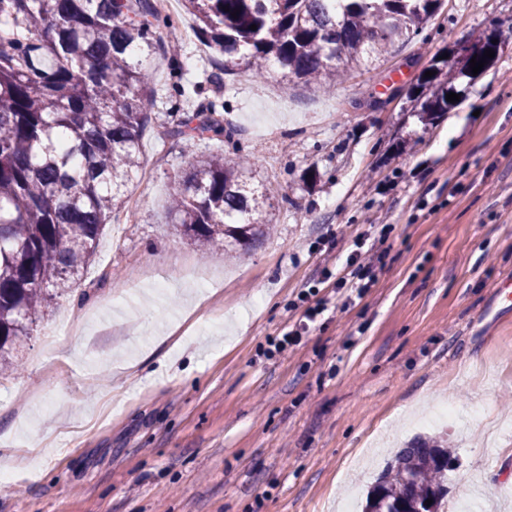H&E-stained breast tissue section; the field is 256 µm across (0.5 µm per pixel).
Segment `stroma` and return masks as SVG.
Listing matches in <instances>:
<instances>
[{"label": "stroma", "mask_w": 512, "mask_h": 512, "mask_svg": "<svg viewBox=\"0 0 512 512\" xmlns=\"http://www.w3.org/2000/svg\"><path fill=\"white\" fill-rule=\"evenodd\" d=\"M173 20L188 36L154 55L138 208L112 212L0 378V470L16 472L0 512H336L442 400L476 422L451 434V499L479 479L486 512H512V0H444L327 92L226 75L192 17ZM494 28L492 68L422 124L410 90L432 57ZM212 102L235 132L197 154L249 157L272 204L271 233L244 246H200L167 213L187 146L170 130ZM376 224L391 231L367 294L266 357L300 290ZM146 263L168 291L143 283L131 314L123 290Z\"/></svg>", "instance_id": "1"}]
</instances>
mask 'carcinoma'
<instances>
[{"mask_svg":"<svg viewBox=\"0 0 512 512\" xmlns=\"http://www.w3.org/2000/svg\"><path fill=\"white\" fill-rule=\"evenodd\" d=\"M205 44L240 54L261 78L270 63L287 82L327 87L388 54L440 8L441 0H186ZM26 35L0 29V375L43 309L81 279L121 189L143 168L140 141L152 100L148 68L156 47H173L178 28L154 0H0ZM165 34L157 35L159 26ZM256 29H250V26ZM497 30L450 63L435 57L413 93L412 111L431 122L457 106L456 83L473 81L470 60L499 49ZM486 59V58H484ZM493 60L486 59L484 68ZM230 136L218 110L197 112L176 136ZM68 134L58 142V132ZM171 183L169 210L201 245L243 242L268 224V197L250 182L253 163L220 154L185 156ZM455 449L419 436L372 484L362 512H440L448 500ZM432 503H426V500Z\"/></svg>","mask_w":512,"mask_h":512,"instance_id":"cac0c4a2","label":"carcinoma"}]
</instances>
